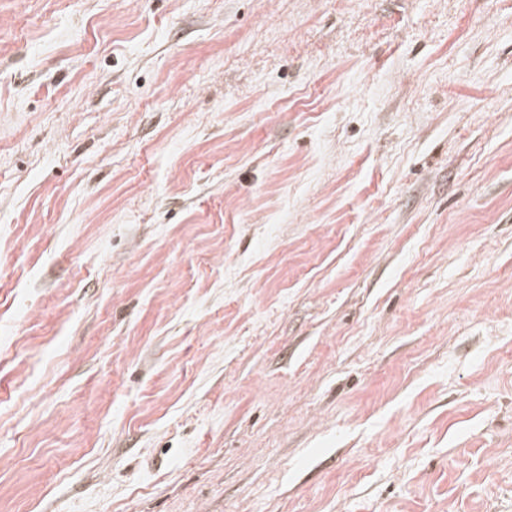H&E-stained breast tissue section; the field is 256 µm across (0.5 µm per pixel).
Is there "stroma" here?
<instances>
[{
	"label": "stroma",
	"instance_id": "obj_1",
	"mask_svg": "<svg viewBox=\"0 0 512 512\" xmlns=\"http://www.w3.org/2000/svg\"><path fill=\"white\" fill-rule=\"evenodd\" d=\"M0 512H512V0H0Z\"/></svg>",
	"mask_w": 512,
	"mask_h": 512
}]
</instances>
